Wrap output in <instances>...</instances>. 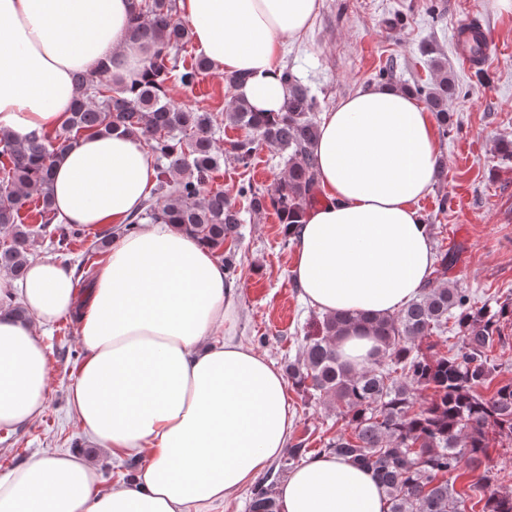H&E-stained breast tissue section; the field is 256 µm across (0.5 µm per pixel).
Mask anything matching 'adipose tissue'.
<instances>
[{"mask_svg": "<svg viewBox=\"0 0 512 512\" xmlns=\"http://www.w3.org/2000/svg\"><path fill=\"white\" fill-rule=\"evenodd\" d=\"M198 52L240 74L234 99L278 112L284 45L312 24L319 0H178ZM132 0H0V130L17 139L61 128L73 75L123 61L144 67L128 38ZM311 145L322 205L308 209L291 260L304 299L326 314L391 315L417 297L435 263L416 205L440 145L430 112L392 87L357 90L324 112ZM156 183L136 137L86 135L53 166L54 209L87 228L126 223ZM31 319L0 310V427L44 409L41 330L75 321L86 351L72 388L82 431L143 466L107 486L76 455L34 457L0 475V512H210L286 451L295 414L273 363L237 342L236 292L212 251L176 224L113 238L87 292L48 260L20 284ZM282 512H385L371 473L324 453L289 472Z\"/></svg>", "mask_w": 512, "mask_h": 512, "instance_id": "ef3b65f1", "label": "adipose tissue"}]
</instances>
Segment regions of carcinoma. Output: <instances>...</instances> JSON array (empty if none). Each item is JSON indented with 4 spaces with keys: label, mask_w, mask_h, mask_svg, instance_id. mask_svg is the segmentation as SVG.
Segmentation results:
<instances>
[{
    "label": "carcinoma",
    "mask_w": 512,
    "mask_h": 512,
    "mask_svg": "<svg viewBox=\"0 0 512 512\" xmlns=\"http://www.w3.org/2000/svg\"><path fill=\"white\" fill-rule=\"evenodd\" d=\"M145 55L136 77L104 66L96 74L75 76L77 95L68 122L51 135L19 141L0 132V273L19 281L32 257L35 231L48 234L60 256L71 253L81 230L57 219L53 209L54 160L83 134L123 130L141 139L154 158L157 186L142 210L129 217L124 232L144 223L178 224L186 233L223 256L226 279L237 276L236 249L241 217L220 188L209 187L224 163L215 146L218 127L208 112L173 105L167 83L194 86L212 70L199 55L189 64L175 63L190 42L177 0H136L129 36ZM435 79L414 88L448 135V102L456 95L454 74L428 47ZM289 97L284 110L256 112L234 102L225 119L246 130L230 154L249 166L261 144L280 150L287 167L268 190L243 181L239 196L252 210H273L287 227L301 223L318 183L310 145L318 134L316 102L293 73L284 70ZM34 204L39 219L33 230L21 210ZM231 246H226V243ZM512 320V302L492 311L476 306L465 288L448 281H428L423 293L393 315L336 313L318 320L317 333L303 338L301 360L288 364L296 389L336 407L350 432L325 444L336 454L373 473L384 491L386 512H512V489L493 487L489 471L459 492L455 480L464 468L478 470L492 442L512 444V380L484 394L496 366L488 352L503 343L500 321ZM454 320L458 341L448 353L426 355L423 340L448 332ZM358 325L371 331L376 348L366 365L355 368L336 353V342ZM309 449H288L281 468L299 466ZM249 512H281L273 484L260 482L250 492Z\"/></svg>",
    "instance_id": "1"
}]
</instances>
